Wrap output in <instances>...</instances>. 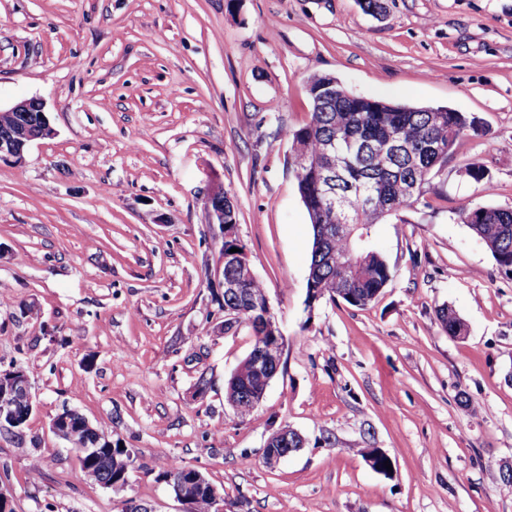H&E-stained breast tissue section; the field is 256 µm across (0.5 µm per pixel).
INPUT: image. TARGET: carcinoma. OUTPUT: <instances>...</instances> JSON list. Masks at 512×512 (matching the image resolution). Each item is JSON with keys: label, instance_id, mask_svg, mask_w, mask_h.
I'll return each mask as SVG.
<instances>
[{"label": "carcinoma", "instance_id": "1", "mask_svg": "<svg viewBox=\"0 0 512 512\" xmlns=\"http://www.w3.org/2000/svg\"><path fill=\"white\" fill-rule=\"evenodd\" d=\"M332 84L333 97L320 87ZM312 98L310 120L288 134L292 162L318 163L336 173L331 197L315 187L313 172L296 175L301 200L313 228V246L307 285L315 288L317 301L341 300L364 309L374 302L393 277L382 252L370 240L372 225L412 206L424 194L435 169L447 159L460 134L478 130L476 121L447 107H416L357 95L337 78L315 75L309 81ZM460 219L492 253L499 268L512 273V208L481 206L460 212ZM347 224L349 230L328 235L327 225ZM249 300L224 303L239 310L243 321L259 317L267 292L263 284L246 286ZM437 318L448 335L459 336L464 323L443 307ZM256 388L249 359H243L225 384V398L237 418L251 416L256 403L249 393ZM130 448L115 445L116 461L78 457L84 478L96 485L111 480L122 486L129 473L122 461Z\"/></svg>", "mask_w": 512, "mask_h": 512}]
</instances>
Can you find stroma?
Instances as JSON below:
<instances>
[{
    "instance_id": "obj_1",
    "label": "stroma",
    "mask_w": 512,
    "mask_h": 512,
    "mask_svg": "<svg viewBox=\"0 0 512 512\" xmlns=\"http://www.w3.org/2000/svg\"><path fill=\"white\" fill-rule=\"evenodd\" d=\"M321 74L478 125L422 201L372 226L394 276L364 309L305 305L288 134ZM29 98L54 134L0 164V369L22 367L36 397L22 431L0 428L15 512H179L162 464L200 470L229 512H512V275L459 218L512 208V0H0V107ZM215 188L285 341L244 421L225 384L252 332L221 328ZM66 407L134 451L127 486L84 479L50 430ZM285 426L306 445L272 470ZM291 432L294 433L295 437L300 438V439L295 440L293 438V435L290 434V436H289L290 442L289 443H291L293 448H289V446H285L283 444L284 439L282 441H280L279 439H273L270 443H268L267 447L265 446L266 447L265 451L268 453L279 451L280 448H288V451H286L285 453H282V454L271 453V454L267 455L264 458V463L266 464L267 467L275 468L282 461V459L287 457L289 454L297 452L301 449V448H298V445H300L302 443L304 437L301 433H299L298 431H296L290 427L281 428L280 430L276 431L273 434V436L284 437L286 440H288V435Z\"/></svg>"
}]
</instances>
